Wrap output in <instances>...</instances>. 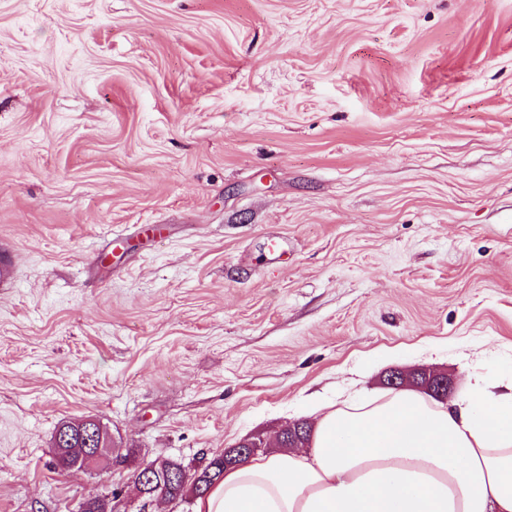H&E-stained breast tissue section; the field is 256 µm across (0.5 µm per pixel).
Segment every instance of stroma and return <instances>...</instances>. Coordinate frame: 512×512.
<instances>
[{"label":"stroma","instance_id":"stroma-1","mask_svg":"<svg viewBox=\"0 0 512 512\" xmlns=\"http://www.w3.org/2000/svg\"><path fill=\"white\" fill-rule=\"evenodd\" d=\"M2 243L0 512H194L136 471L392 368L507 393L512 0H0ZM82 417L123 462L56 464Z\"/></svg>","mask_w":512,"mask_h":512}]
</instances>
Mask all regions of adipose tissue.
Listing matches in <instances>:
<instances>
[{"label":"adipose tissue","instance_id":"ef3b65f1","mask_svg":"<svg viewBox=\"0 0 512 512\" xmlns=\"http://www.w3.org/2000/svg\"><path fill=\"white\" fill-rule=\"evenodd\" d=\"M314 403L310 446L229 468L195 512H512V393Z\"/></svg>","mask_w":512,"mask_h":512}]
</instances>
